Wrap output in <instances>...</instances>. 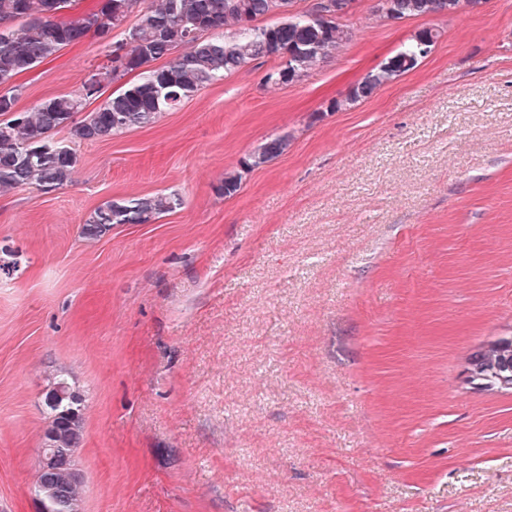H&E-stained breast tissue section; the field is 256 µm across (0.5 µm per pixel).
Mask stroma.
Returning <instances> with one entry per match:
<instances>
[{
	"mask_svg": "<svg viewBox=\"0 0 512 512\" xmlns=\"http://www.w3.org/2000/svg\"><path fill=\"white\" fill-rule=\"evenodd\" d=\"M377 3L352 0L351 40L299 80L253 61L75 142L70 185L0 195V512L38 510L55 372L84 399L82 512H512V393L463 375L512 332V0ZM428 28L413 70L344 104ZM110 68L95 39L65 47L16 78L18 106L100 72L94 111L124 85ZM156 193L182 204L82 236ZM378 10L388 17L403 18L426 14H456L475 7L479 0H379ZM287 147L288 136H277L267 141L250 155L248 166L260 167L268 163L273 158L281 155ZM181 205L175 194H156L109 201L98 207L82 226L86 239H96L109 232L114 224H146L156 216Z\"/></svg>",
	"mask_w": 512,
	"mask_h": 512,
	"instance_id": "35a3bbf8",
	"label": "stroma"
}]
</instances>
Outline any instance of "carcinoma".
I'll return each mask as SVG.
<instances>
[{
  "label": "carcinoma",
  "mask_w": 512,
  "mask_h": 512,
  "mask_svg": "<svg viewBox=\"0 0 512 512\" xmlns=\"http://www.w3.org/2000/svg\"><path fill=\"white\" fill-rule=\"evenodd\" d=\"M147 6H142V3ZM292 0H99L96 8L75 12V0H0V191L26 186L50 192L74 180L79 163L70 140L56 139L63 130L71 140H103L178 107L201 88L224 80L252 61L288 59L285 82L299 79L351 40V31L337 21L352 0H317L302 13L260 27L255 22L281 13ZM479 0H380L379 10L392 18L456 14ZM136 15L134 24L126 22ZM120 30L122 39L105 42L112 77L137 73V79L109 96L96 110L82 112L90 84L101 86L98 74L84 82L85 95L44 99L26 110L16 108L13 80L61 49L100 39L102 29ZM440 33L419 32L375 72L352 86L338 108L369 97L393 77L423 58ZM183 52L176 55L174 50ZM166 59L164 65L151 63ZM288 136H277L249 157L260 167L281 155ZM181 205L175 194H156L109 201L82 226L86 239H96L114 224H146ZM465 384L487 393L512 392V334L495 336L476 346L464 359ZM44 437L56 448L53 463L39 470L37 494L41 512H82V484L75 478V455L83 441L82 397L64 376L48 377Z\"/></svg>",
  "instance_id": "carcinoma-1"
}]
</instances>
